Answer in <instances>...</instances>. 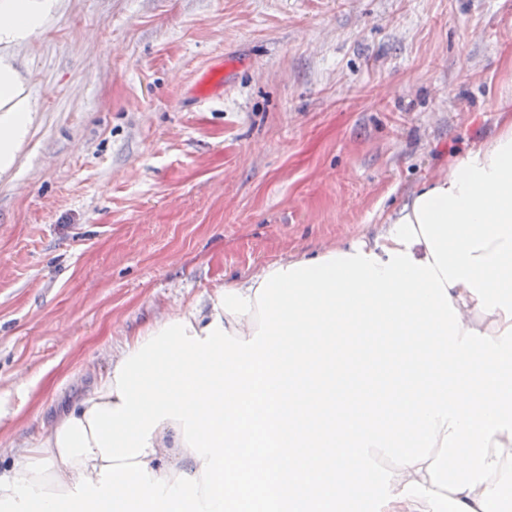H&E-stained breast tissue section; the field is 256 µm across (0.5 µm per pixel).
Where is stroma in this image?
<instances>
[{
	"instance_id": "obj_1",
	"label": "stroma",
	"mask_w": 512,
	"mask_h": 512,
	"mask_svg": "<svg viewBox=\"0 0 512 512\" xmlns=\"http://www.w3.org/2000/svg\"><path fill=\"white\" fill-rule=\"evenodd\" d=\"M0 177V457L155 319L370 236L512 104V0H68Z\"/></svg>"
}]
</instances>
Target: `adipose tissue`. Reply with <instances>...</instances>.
Masks as SVG:
<instances>
[{
  "label": "adipose tissue",
  "mask_w": 512,
  "mask_h": 512,
  "mask_svg": "<svg viewBox=\"0 0 512 512\" xmlns=\"http://www.w3.org/2000/svg\"><path fill=\"white\" fill-rule=\"evenodd\" d=\"M64 2L0 0V176L39 110L18 51ZM498 122L374 238L284 254L126 341L0 473V512H343L349 461L379 459L375 512H499L512 489V110ZM337 309L352 316L342 341L311 317Z\"/></svg>",
  "instance_id": "obj_1"
}]
</instances>
